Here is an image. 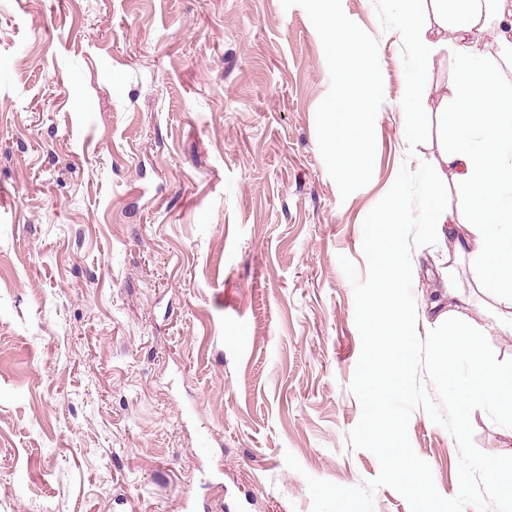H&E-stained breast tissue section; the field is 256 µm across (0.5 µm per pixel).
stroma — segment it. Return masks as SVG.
<instances>
[{"label": "stroma", "instance_id": "stroma-1", "mask_svg": "<svg viewBox=\"0 0 512 512\" xmlns=\"http://www.w3.org/2000/svg\"><path fill=\"white\" fill-rule=\"evenodd\" d=\"M321 0H0V512H312L307 477L359 487L363 221L434 163L456 42L415 55L394 0H336L376 62L372 147L327 143L350 62ZM420 120L401 112L410 75ZM479 353L512 326L476 255L414 249ZM219 439L200 456L198 441ZM444 497L452 435L408 425ZM293 455L299 470L290 469Z\"/></svg>", "mask_w": 512, "mask_h": 512}]
</instances>
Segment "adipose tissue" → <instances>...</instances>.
<instances>
[{"label":"adipose tissue","instance_id":"1","mask_svg":"<svg viewBox=\"0 0 512 512\" xmlns=\"http://www.w3.org/2000/svg\"><path fill=\"white\" fill-rule=\"evenodd\" d=\"M422 14L403 13L400 39L419 55L431 52L435 38L448 34L467 43L469 37L489 25H496V45L501 60L512 66V0H423ZM327 16L323 27L328 41L362 69L373 68L365 57L363 44L354 30L336 15V0H322ZM373 87H364L357 98L348 100L343 111L330 121L341 131L365 132L372 116ZM453 110L442 127L443 140L453 141L443 150L439 165L448 170L468 205L473 222L460 232L448 220V211L438 206L442 181H432L427 195L434 206L431 222L438 237L449 240L455 251L473 250L483 257V280L492 282L506 309H512V92H505L488 68L485 55L468 46L452 89ZM426 326L438 338V364L453 372L456 357L470 352L468 374L456 381L462 403L483 402L512 416V368L499 367L475 352L470 338L448 332L451 316L442 299L428 308Z\"/></svg>","mask_w":512,"mask_h":512}]
</instances>
